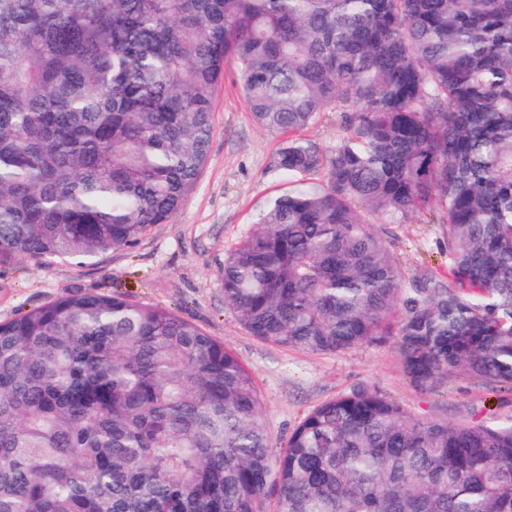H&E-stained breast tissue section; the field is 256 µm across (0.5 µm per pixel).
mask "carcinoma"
<instances>
[{
    "label": "carcinoma",
    "instance_id": "1",
    "mask_svg": "<svg viewBox=\"0 0 512 512\" xmlns=\"http://www.w3.org/2000/svg\"><path fill=\"white\" fill-rule=\"evenodd\" d=\"M285 178L224 260L271 345L396 338L433 391L512 389V0H0V263L138 246L196 189L229 61ZM348 126L304 136L323 112ZM437 208L447 282L365 219ZM261 396L170 308L72 293L0 323V512H512V420L358 384L270 451Z\"/></svg>",
    "mask_w": 512,
    "mask_h": 512
}]
</instances>
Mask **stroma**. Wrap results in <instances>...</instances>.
I'll use <instances>...</instances> for the list:
<instances>
[{
	"instance_id": "35a3bbf8",
	"label": "stroma",
	"mask_w": 512,
	"mask_h": 512,
	"mask_svg": "<svg viewBox=\"0 0 512 512\" xmlns=\"http://www.w3.org/2000/svg\"><path fill=\"white\" fill-rule=\"evenodd\" d=\"M282 141L258 127L234 72H227L214 100V132L196 190L168 223L155 225L131 250L108 251L79 266L51 267L18 258L0 265V321L73 292L119 294L175 310L232 349L260 392L275 449L315 406L355 385L368 384L399 402L412 416L452 423L512 418V392L495 391L463 374L435 391L418 389L400 367L395 343L341 354L316 355L265 345L249 336L224 302L225 256L250 229L258 205L285 179L272 167ZM386 226L408 279L448 278V228L432 212Z\"/></svg>"
}]
</instances>
